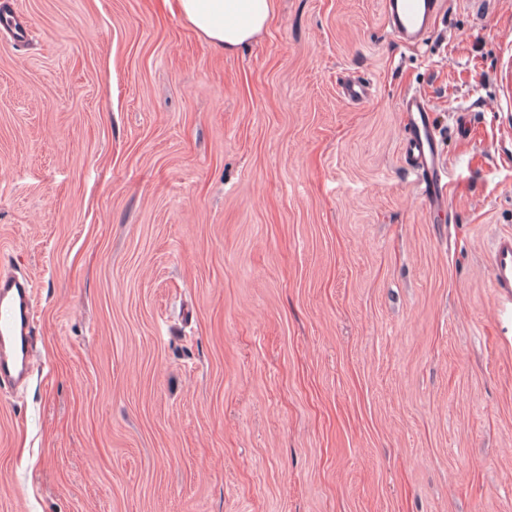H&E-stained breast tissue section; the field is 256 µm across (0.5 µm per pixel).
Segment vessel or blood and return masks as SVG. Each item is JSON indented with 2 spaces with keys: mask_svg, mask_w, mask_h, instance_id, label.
I'll use <instances>...</instances> for the list:
<instances>
[{
  "mask_svg": "<svg viewBox=\"0 0 512 512\" xmlns=\"http://www.w3.org/2000/svg\"><path fill=\"white\" fill-rule=\"evenodd\" d=\"M442 0H384L385 18L395 36L407 44L426 39L441 14ZM405 135L401 152L418 176L430 209L443 211L448 188L442 180L440 134L428 100L406 94L401 102ZM490 286L499 310L512 307V229L492 234ZM35 326L32 284L26 277L0 276V379H27L33 359L30 337Z\"/></svg>",
  "mask_w": 512,
  "mask_h": 512,
  "instance_id": "obj_1",
  "label": "vessel or blood"
}]
</instances>
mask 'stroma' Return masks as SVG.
Returning <instances> with one entry per match:
<instances>
[{"label": "stroma", "instance_id": "stroma-1", "mask_svg": "<svg viewBox=\"0 0 512 512\" xmlns=\"http://www.w3.org/2000/svg\"><path fill=\"white\" fill-rule=\"evenodd\" d=\"M4 13L0 273L34 281L37 364L0 385V512H512V0H443L416 47L382 0H275L234 52L164 0ZM400 110L405 128L402 155L418 176L429 208L441 212L447 206L448 188L442 181L441 141L433 110L428 100L417 92L405 95ZM489 257L490 288L502 312L512 305V229L492 234Z\"/></svg>", "mask_w": 512, "mask_h": 512}]
</instances>
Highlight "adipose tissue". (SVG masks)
Returning <instances> with one entry per match:
<instances>
[{"label": "adipose tissue", "instance_id": "obj_1", "mask_svg": "<svg viewBox=\"0 0 512 512\" xmlns=\"http://www.w3.org/2000/svg\"><path fill=\"white\" fill-rule=\"evenodd\" d=\"M178 14L215 48L248 45L267 28L273 0H174Z\"/></svg>", "mask_w": 512, "mask_h": 512}]
</instances>
